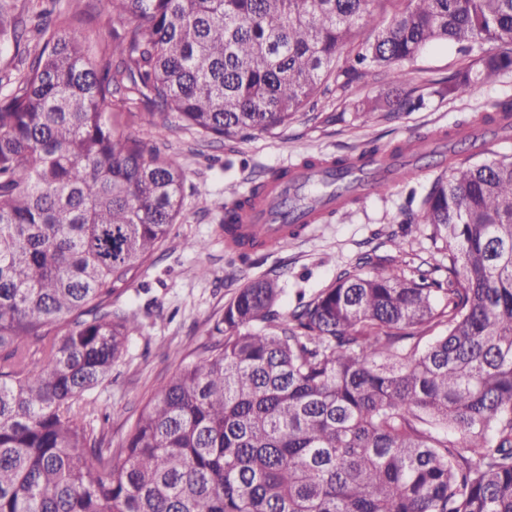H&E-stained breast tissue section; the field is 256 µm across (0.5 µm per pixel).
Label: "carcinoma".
Returning <instances> with one entry per match:
<instances>
[{
	"instance_id": "cac0c4a2",
	"label": "carcinoma",
	"mask_w": 512,
	"mask_h": 512,
	"mask_svg": "<svg viewBox=\"0 0 512 512\" xmlns=\"http://www.w3.org/2000/svg\"><path fill=\"white\" fill-rule=\"evenodd\" d=\"M130 25L93 57L79 21L43 8L40 46L0 0V512H512V159L461 163L512 129V101L448 153L411 222L443 259L412 278L366 255L285 319L276 278L224 307V340L180 361L112 462L87 396L139 330L120 295L183 212L179 160L118 134L115 94L148 122L173 112L222 142L285 127L334 83L401 68L445 42L478 52L437 93L512 69V0H105ZM392 12L370 26L374 6ZM487 44H500L492 52ZM421 103L376 98L364 115ZM283 199V223L323 195L357 203L351 157ZM225 188L224 223L265 193Z\"/></svg>"
}]
</instances>
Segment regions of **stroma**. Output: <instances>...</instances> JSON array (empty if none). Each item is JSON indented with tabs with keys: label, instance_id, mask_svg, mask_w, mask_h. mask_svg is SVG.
Listing matches in <instances>:
<instances>
[{
	"label": "stroma",
	"instance_id": "1",
	"mask_svg": "<svg viewBox=\"0 0 512 512\" xmlns=\"http://www.w3.org/2000/svg\"><path fill=\"white\" fill-rule=\"evenodd\" d=\"M93 49L112 53V33L122 30L102 0H75ZM458 46L436 43L406 63L409 86L423 98L419 109L379 112L366 117L356 105L384 92L381 80L366 76L344 90H330L317 107L306 108L287 128L269 133L250 131L221 144L209 142L175 117L156 114L153 124L141 119L137 95L112 100L116 132L131 133L177 156L185 173L184 209L172 224L153 262L141 268L117 299L137 310L141 328L126 353L114 364L112 380L90 398L95 426L113 447H121L139 409L177 370L181 357L196 356L213 343L212 328L238 288L257 276L275 277L282 294L275 307L287 317L301 297L313 296L336 278L338 267L365 254H396L405 275H415L434 251L425 226L409 224L405 213L417 211L440 167L419 162L416 174L382 193L371 192L359 203L278 249H263L239 258L224 245V189L247 191L259 176L302 162L305 157L355 155L370 144L390 147L438 131L466 127L471 117L493 103L512 100V71L474 85L455 97L435 89L460 68L475 63ZM204 242V251L187 241Z\"/></svg>",
	"mask_w": 512,
	"mask_h": 512
}]
</instances>
